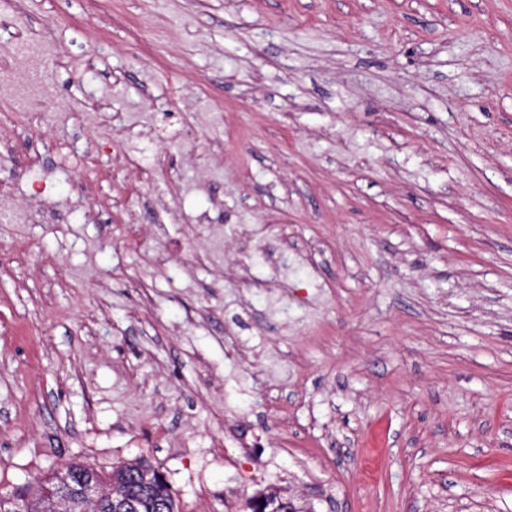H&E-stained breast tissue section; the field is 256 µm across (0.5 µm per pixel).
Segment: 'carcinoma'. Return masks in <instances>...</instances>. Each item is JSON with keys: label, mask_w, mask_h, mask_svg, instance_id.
Returning <instances> with one entry per match:
<instances>
[{"label": "carcinoma", "mask_w": 512, "mask_h": 512, "mask_svg": "<svg viewBox=\"0 0 512 512\" xmlns=\"http://www.w3.org/2000/svg\"><path fill=\"white\" fill-rule=\"evenodd\" d=\"M133 462L148 464L150 460L138 457L131 462H126L123 466L112 467V470L107 473L89 462L64 463L53 469L48 476L36 479L35 492L25 491L10 497L0 496V512H44L46 507L44 492L46 489L56 486L60 472L72 482L91 474L102 480L115 482L122 493L127 496H135L139 494V486L136 478L130 472ZM139 512H179L168 482L160 481L155 484L153 493L141 500Z\"/></svg>", "instance_id": "obj_1"}]
</instances>
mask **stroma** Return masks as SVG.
Here are the masks:
<instances>
[{
    "label": "stroma",
    "mask_w": 512,
    "mask_h": 512,
    "mask_svg": "<svg viewBox=\"0 0 512 512\" xmlns=\"http://www.w3.org/2000/svg\"><path fill=\"white\" fill-rule=\"evenodd\" d=\"M0 49V495L512 512V0H0ZM135 462L146 463L154 466L150 460L144 457H138L125 462L124 466L116 465L112 470L105 473L89 462L72 461L57 466L45 478L35 480L37 489L30 493L29 489L25 492L17 493L12 497L0 496V512H45L46 501L44 492L47 488H53L58 482V472L65 474L71 482H77L80 478L87 475L98 476L105 481H116L118 489L127 496L115 491L112 483L102 482L98 479H89L78 485H68V488L62 487L55 494L51 495L47 501V511L50 512H97L101 505H108L110 512H179L170 485L164 474L154 468H136V473L143 488L148 489L155 484L154 491L150 496L141 500L140 508L138 502L128 496L139 494V486L136 478L129 471ZM20 498H24L21 500ZM74 498L80 501H73ZM72 502V504H71ZM23 511H19V507ZM166 510V511H163Z\"/></svg>",
    "instance_id": "stroma-1"
}]
</instances>
